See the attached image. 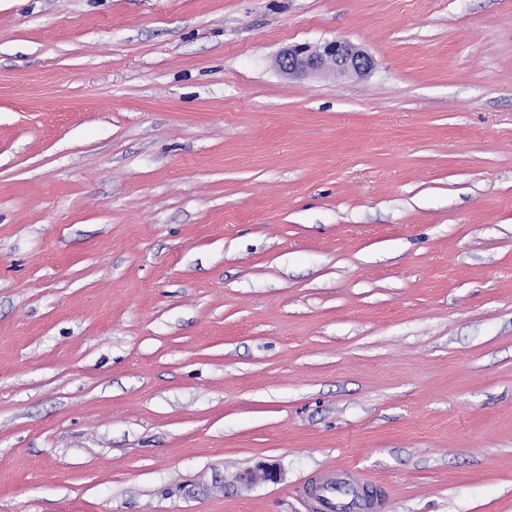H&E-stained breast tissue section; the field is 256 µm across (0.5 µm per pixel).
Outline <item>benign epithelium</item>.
Masks as SVG:
<instances>
[{
	"instance_id": "obj_1",
	"label": "benign epithelium",
	"mask_w": 512,
	"mask_h": 512,
	"mask_svg": "<svg viewBox=\"0 0 512 512\" xmlns=\"http://www.w3.org/2000/svg\"><path fill=\"white\" fill-rule=\"evenodd\" d=\"M279 66L289 75L318 71H330L342 76L364 75L372 69V60L351 42L334 38L316 46L304 43L284 49L279 56ZM278 476L276 467L269 465L259 473L243 475L242 480L253 484L258 481H275Z\"/></svg>"
}]
</instances>
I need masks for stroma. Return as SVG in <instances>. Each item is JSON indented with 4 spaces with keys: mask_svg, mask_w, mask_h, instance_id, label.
I'll return each instance as SVG.
<instances>
[{
    "mask_svg": "<svg viewBox=\"0 0 512 512\" xmlns=\"http://www.w3.org/2000/svg\"><path fill=\"white\" fill-rule=\"evenodd\" d=\"M324 472L512 512V0H0V512ZM279 66L288 75L330 71L339 75L367 74L372 69L371 58L351 42L334 38L319 45L288 46L279 56Z\"/></svg>",
    "mask_w": 512,
    "mask_h": 512,
    "instance_id": "35a3bbf8",
    "label": "stroma"
}]
</instances>
